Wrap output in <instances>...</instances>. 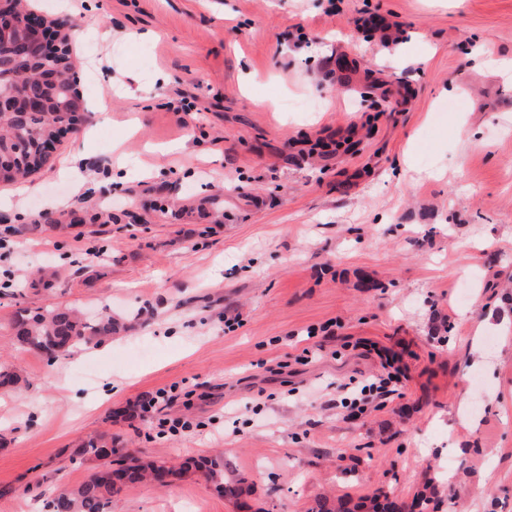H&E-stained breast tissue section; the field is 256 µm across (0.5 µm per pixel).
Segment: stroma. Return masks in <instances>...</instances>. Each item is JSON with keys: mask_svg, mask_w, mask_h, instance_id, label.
Masks as SVG:
<instances>
[{"mask_svg": "<svg viewBox=\"0 0 512 512\" xmlns=\"http://www.w3.org/2000/svg\"><path fill=\"white\" fill-rule=\"evenodd\" d=\"M71 16L111 33L70 44L99 108L32 193L0 184V360L25 381L0 388V512H44L99 470L70 461L90 435L180 468L112 512H512V335L486 322L512 314V0H77ZM45 264L52 287H32ZM56 306L125 329L52 360L16 344L20 314ZM392 362L402 397L345 417L341 385ZM185 381L160 415L199 429L127 416ZM219 454L238 497L183 467Z\"/></svg>", "mask_w": 512, "mask_h": 512, "instance_id": "1", "label": "stroma"}]
</instances>
